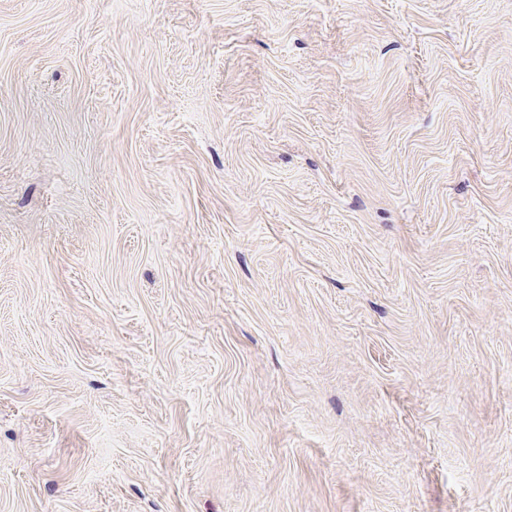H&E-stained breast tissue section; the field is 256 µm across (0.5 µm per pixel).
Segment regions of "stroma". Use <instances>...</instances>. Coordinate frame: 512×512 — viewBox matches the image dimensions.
Masks as SVG:
<instances>
[{
    "instance_id": "1",
    "label": "stroma",
    "mask_w": 512,
    "mask_h": 512,
    "mask_svg": "<svg viewBox=\"0 0 512 512\" xmlns=\"http://www.w3.org/2000/svg\"><path fill=\"white\" fill-rule=\"evenodd\" d=\"M0 512H512V0H0Z\"/></svg>"
}]
</instances>
